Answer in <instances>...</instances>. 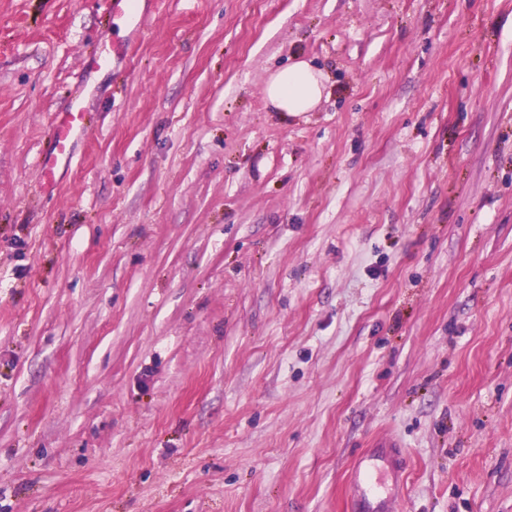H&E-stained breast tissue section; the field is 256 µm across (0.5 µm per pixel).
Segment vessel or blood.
I'll return each instance as SVG.
<instances>
[{"label":"vessel or blood","instance_id":"1","mask_svg":"<svg viewBox=\"0 0 512 512\" xmlns=\"http://www.w3.org/2000/svg\"><path fill=\"white\" fill-rule=\"evenodd\" d=\"M83 132L81 101H72L65 111L55 113L52 148L42 162L46 174H53L58 165L69 161L73 143ZM403 475L404 462L397 443L382 441L361 454L351 469L352 512H394Z\"/></svg>","mask_w":512,"mask_h":512}]
</instances>
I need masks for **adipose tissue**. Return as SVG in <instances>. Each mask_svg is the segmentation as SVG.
I'll list each match as a JSON object with an SVG mask.
<instances>
[{
    "label": "adipose tissue",
    "instance_id": "adipose-tissue-1",
    "mask_svg": "<svg viewBox=\"0 0 512 512\" xmlns=\"http://www.w3.org/2000/svg\"><path fill=\"white\" fill-rule=\"evenodd\" d=\"M326 91L325 77L310 62L298 59L269 76L264 96L278 112L314 111Z\"/></svg>",
    "mask_w": 512,
    "mask_h": 512
}]
</instances>
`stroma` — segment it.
Instances as JSON below:
<instances>
[{"instance_id": "stroma-1", "label": "stroma", "mask_w": 512, "mask_h": 512, "mask_svg": "<svg viewBox=\"0 0 512 512\" xmlns=\"http://www.w3.org/2000/svg\"><path fill=\"white\" fill-rule=\"evenodd\" d=\"M136 10L0 0V512H512V0ZM325 91L322 71L303 59L271 73L264 86V96L276 112H312ZM83 106L80 100L72 101L63 112H56L53 120L52 148L43 159L42 165L48 175L45 187L53 186L55 168L67 163L72 156L73 143L84 132ZM353 463L350 476L353 512H393L400 499L404 462L401 448L393 441H381ZM379 470L383 484L372 482V472Z\"/></svg>"}]
</instances>
